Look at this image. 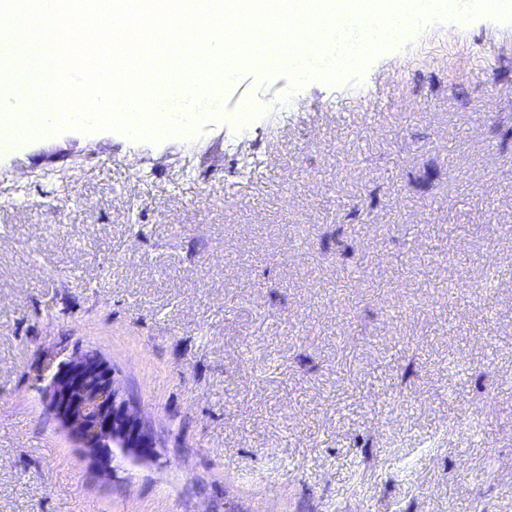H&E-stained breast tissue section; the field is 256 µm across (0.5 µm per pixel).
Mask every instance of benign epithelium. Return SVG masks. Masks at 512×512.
Returning a JSON list of instances; mask_svg holds the SVG:
<instances>
[{"label": "benign epithelium", "mask_w": 512, "mask_h": 512, "mask_svg": "<svg viewBox=\"0 0 512 512\" xmlns=\"http://www.w3.org/2000/svg\"><path fill=\"white\" fill-rule=\"evenodd\" d=\"M50 410L105 469L111 446L150 456L156 436L138 406L124 397L110 364L77 352L59 367L50 389Z\"/></svg>", "instance_id": "7a95c632"}]
</instances>
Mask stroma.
<instances>
[{"mask_svg":"<svg viewBox=\"0 0 512 512\" xmlns=\"http://www.w3.org/2000/svg\"><path fill=\"white\" fill-rule=\"evenodd\" d=\"M293 70L0 142V512H512V20ZM78 350L157 435L108 477L49 410Z\"/></svg>","mask_w":512,"mask_h":512,"instance_id":"obj_1","label":"stroma"}]
</instances>
